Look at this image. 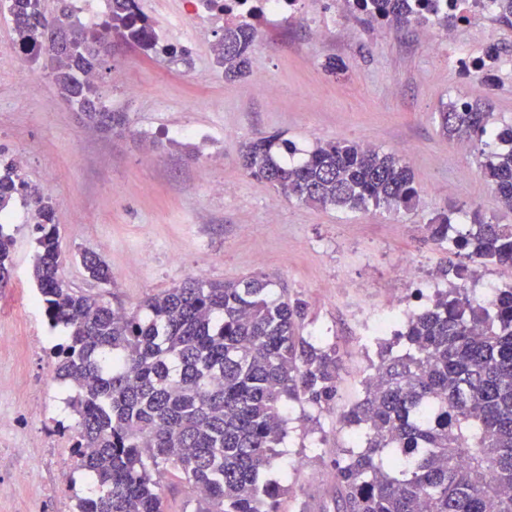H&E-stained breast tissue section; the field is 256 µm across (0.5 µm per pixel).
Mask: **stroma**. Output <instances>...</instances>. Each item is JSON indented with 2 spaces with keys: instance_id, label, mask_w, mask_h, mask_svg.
I'll return each mask as SVG.
<instances>
[{
  "instance_id": "35a3bbf8",
  "label": "stroma",
  "mask_w": 512,
  "mask_h": 512,
  "mask_svg": "<svg viewBox=\"0 0 512 512\" xmlns=\"http://www.w3.org/2000/svg\"><path fill=\"white\" fill-rule=\"evenodd\" d=\"M140 7L158 31L170 16H186L193 35L175 43L184 63L128 45L100 61L104 103L129 118L120 134L87 132L54 85L50 59L25 60L9 14H0V158L24 156L23 178L55 200L62 272L74 287L99 293L75 259L93 251L127 269L111 294L129 309L189 279L255 275L305 303L303 334L336 345V405L320 415L317 433L293 420L275 466L288 474L280 512L318 507L330 499L332 459L351 445L342 414L361 398L376 359L369 322L394 297L391 270L412 257L421 278L432 279L448 263L446 249L419 244L416 225L469 204L512 224L474 152L439 131L443 104L470 99V86L420 28L368 22L336 0H305L288 20L258 24L250 69L233 80L214 60L222 25L189 0ZM331 61L338 72L328 71ZM259 132L301 148L347 139L397 152L419 199L409 211L349 212L285 198L241 164L244 143ZM10 211L11 281L0 288V336L8 339L0 416L9 420L0 428V512H76L95 479L59 466L69 440L54 422L67 416L69 392L54 377L53 332L31 279L36 219L20 199Z\"/></svg>"
}]
</instances>
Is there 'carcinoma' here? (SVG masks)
<instances>
[{"instance_id": "1", "label": "carcinoma", "mask_w": 512, "mask_h": 512, "mask_svg": "<svg viewBox=\"0 0 512 512\" xmlns=\"http://www.w3.org/2000/svg\"><path fill=\"white\" fill-rule=\"evenodd\" d=\"M17 42L50 58L55 85L84 124L115 132L113 112L82 74L108 55L94 28L77 26L61 4L7 0ZM494 20L512 28V0H488ZM370 22L399 27L448 24L436 0H354ZM109 26L148 55L174 59L158 42L138 0H112ZM255 38L248 22L224 26L214 47L224 77L246 72ZM479 101L439 113L443 135L466 139L478 172L512 211V124L493 128ZM242 166L288 198L351 212L411 208L418 191L409 163L354 141L309 150L276 134L245 143ZM22 194L34 208L32 278L50 328L55 374L71 387L76 466L97 479L77 512H165L161 471L172 467L197 493L194 512H279L288 492L269 477L281 457L297 405L334 408L336 345L300 334L305 304L274 296L272 282L187 280L129 312L102 293L77 290L61 273L55 204L28 185L18 167L0 166V212ZM425 242L448 247L458 262L437 271L457 279L398 324L380 345L363 397L344 413L355 443L332 461L334 512H512V284L490 302L465 281L477 267L512 264V224L473 206L454 207L420 227ZM13 236L0 224V285L11 277ZM89 278L114 284L112 267L83 251Z\"/></svg>"}]
</instances>
